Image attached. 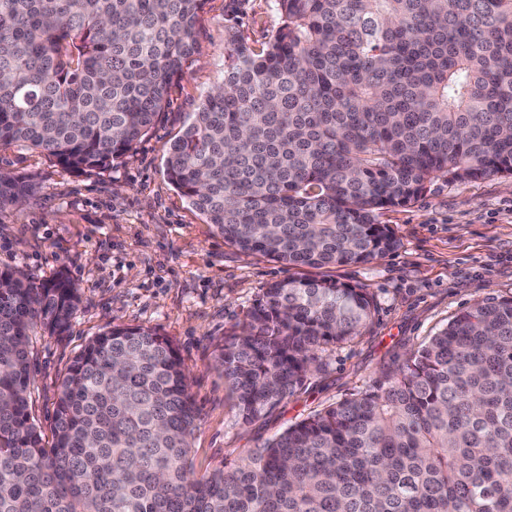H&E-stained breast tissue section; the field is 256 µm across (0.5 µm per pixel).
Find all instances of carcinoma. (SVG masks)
Segmentation results:
<instances>
[{
    "label": "carcinoma",
    "mask_w": 512,
    "mask_h": 512,
    "mask_svg": "<svg viewBox=\"0 0 512 512\" xmlns=\"http://www.w3.org/2000/svg\"><path fill=\"white\" fill-rule=\"evenodd\" d=\"M164 174L224 243L290 268L398 247L381 211L441 179L512 176V0H274ZM205 0H0V146L91 173L156 122ZM33 191L0 171V209ZM65 272L0 268V512H512V297L477 302L383 378L195 476L197 409L149 327L91 338L59 379L51 440L29 411L31 337L65 333ZM367 289L271 283L219 365L244 423L362 335Z\"/></svg>",
    "instance_id": "cac0c4a2"
}]
</instances>
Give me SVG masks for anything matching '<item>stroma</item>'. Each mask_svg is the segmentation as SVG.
I'll return each instance as SVG.
<instances>
[{"label":"stroma","mask_w":512,"mask_h":512,"mask_svg":"<svg viewBox=\"0 0 512 512\" xmlns=\"http://www.w3.org/2000/svg\"><path fill=\"white\" fill-rule=\"evenodd\" d=\"M280 25L272 0H206L197 48L150 132L112 168L77 174L41 154L0 147V169L32 180L34 194L0 210V268L41 284L66 271L81 296L71 328L32 339L31 414L50 432L57 384L85 342L112 325L155 329L178 349L198 417L196 475L263 444L356 392L478 301L512 296V177L433 181L381 223L399 247L369 264L320 269L367 288L375 314L362 338L324 354L321 371L263 419L237 421L216 361L267 286L287 266L225 245L163 174L165 148L224 81V44L236 28L254 47Z\"/></svg>","instance_id":"obj_1"}]
</instances>
